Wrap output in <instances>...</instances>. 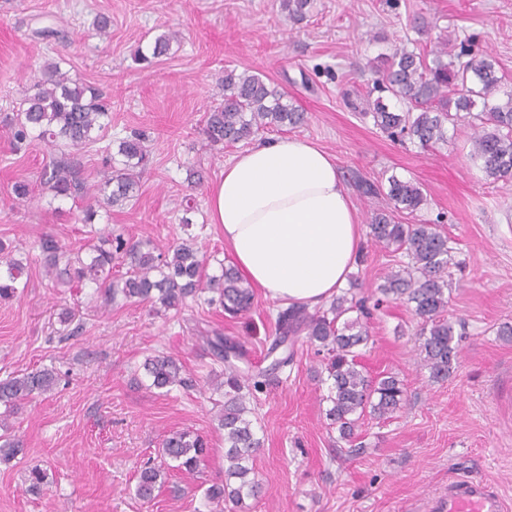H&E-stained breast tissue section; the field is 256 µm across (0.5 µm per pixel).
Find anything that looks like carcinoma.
Returning <instances> with one entry per match:
<instances>
[{
    "mask_svg": "<svg viewBox=\"0 0 512 512\" xmlns=\"http://www.w3.org/2000/svg\"><path fill=\"white\" fill-rule=\"evenodd\" d=\"M174 32L157 36L147 51H137L139 61L148 62L168 53ZM467 60L457 61L448 47L428 62L421 55L396 50L386 65L376 70L375 88L387 92L405 109L392 112L382 98L368 105L374 124L389 136L407 139L422 147L448 142V126L464 119L473 130L470 159L486 177L504 180L512 177V91L501 92L503 77L488 55L468 50ZM449 60H444V57ZM480 110H475L476 106ZM307 116L288 94L267 83L249 70H224V99L208 110L204 132L214 145H228L251 140L271 128H298ZM111 123V113L98 91L79 83L62 71L60 64H47L40 79L28 88L19 112L9 118L13 139L23 144L39 139L57 156L42 175L45 190L59 200L70 199L83 204L85 224L91 223L96 209L123 207L138 191L139 175L149 162L148 135L133 132L119 144L121 167L111 171L99 185L88 183L72 151L96 142L99 132ZM386 197L390 210L378 212L369 224V236L377 244L400 252L407 261L390 269L384 283L378 285L374 301L393 298L406 303L419 320V349L422 363L434 379H446L457 365L458 343L454 327L445 318L451 290V268L455 259V241L437 224H403L395 213H413L426 203L420 186L395 176L388 178ZM86 256L63 248L51 236L41 239L43 268L48 277L64 275L67 284L91 283L104 304L118 298L147 302L165 310H180L186 300L201 299L219 304L224 312L237 316L249 312L255 300L251 284L236 268L224 265L200 253L194 243L183 241L165 253H158L149 240L133 241L122 233L98 237L85 244ZM122 260L126 271L112 278V262ZM217 268L209 271L210 261ZM26 265L12 252L0 246V300L16 296ZM368 296H337L328 308L314 310L304 304L281 309L275 320V338L268 354L274 356L270 368L256 375L241 372L234 360L242 356L240 346L215 332L206 337L217 361L224 364V407L217 415L224 430V480L204 490L210 503L243 506L244 499L258 496L260 483L252 466L261 440L255 431L250 396L266 385L267 377L293 362L295 339L306 336L328 354L326 418L338 426L341 438L353 437L360 420L367 414L379 419L390 418L405 395L403 381L395 373L375 378L358 368L356 348L367 344L370 311ZM357 312L355 318L346 317ZM147 388L169 393L185 388L188 378L182 365L170 354L159 353L143 364ZM56 383L54 372L33 370L0 379V404L11 410L16 403L33 394H44ZM22 451L15 438L0 444V460L8 462ZM210 453L206 438L190 429L171 431L162 441L161 464L146 462L141 468L135 494L148 500L153 497L162 466L174 462V468L191 472Z\"/></svg>",
    "mask_w": 512,
    "mask_h": 512,
    "instance_id": "carcinoma-1",
    "label": "carcinoma"
}]
</instances>
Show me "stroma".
<instances>
[{
	"label": "stroma",
	"mask_w": 512,
	"mask_h": 512,
	"mask_svg": "<svg viewBox=\"0 0 512 512\" xmlns=\"http://www.w3.org/2000/svg\"><path fill=\"white\" fill-rule=\"evenodd\" d=\"M102 16L110 21L104 38L94 26ZM43 26L55 36H36ZM169 31L178 41L168 54L137 61L138 46ZM442 38L456 54L485 51L512 90V0H310L298 22L283 0H0V119L17 110L43 66L58 61L112 105L110 127L78 153L90 183L103 179L106 155L132 131L146 132L151 151L136 199L98 211L86 225L71 201L39 188L49 147L16 146L0 122V242L27 266L23 294L0 301V379L43 368L58 377L53 392L21 401L0 428L23 442L22 454L0 463V512H208L203 492L224 465L216 420L224 366L201 337L221 332L241 344L243 372L267 370L280 302L257 293L254 310L238 318L199 300L177 312L139 302L106 307L90 286L51 283L39 241L49 234L75 251L88 231L112 229L152 240L161 252L190 238L233 263L207 196L243 146H211L203 132L228 68L266 76L306 112L292 134L335 156L362 224L388 200L362 195L356 181L383 188L392 175L412 181L427 202L402 222L441 225L460 262L448 316L461 341L447 379L421 366L418 322L404 304L374 310L360 363L371 375L398 374L406 401L391 419L364 418L356 430L361 453H349L328 426L324 357L298 339L293 364L252 400L262 493L246 500L245 512H427L452 477L491 482L512 504V336L501 333L512 326V179H488L473 164L466 123L449 130L447 143L424 149L388 137L358 107L386 54L428 53ZM23 180L33 191L20 199L12 186ZM186 195L196 203L189 213ZM401 259L365 236L351 275L368 290ZM161 352L180 360L192 387L147 389L143 363ZM182 428L209 438L210 457L190 475L166 471L154 498L139 499L140 466L156 459L168 431ZM36 465L47 479L33 493L26 478Z\"/></svg>",
	"instance_id": "35a3bbf8"
}]
</instances>
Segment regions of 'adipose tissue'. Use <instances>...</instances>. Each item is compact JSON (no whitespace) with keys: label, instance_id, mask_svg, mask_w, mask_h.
<instances>
[{"label":"adipose tissue","instance_id":"obj_1","mask_svg":"<svg viewBox=\"0 0 512 512\" xmlns=\"http://www.w3.org/2000/svg\"><path fill=\"white\" fill-rule=\"evenodd\" d=\"M208 206L235 266L266 296L315 307L345 284L362 225L335 157L316 144L285 136L245 149Z\"/></svg>","mask_w":512,"mask_h":512}]
</instances>
